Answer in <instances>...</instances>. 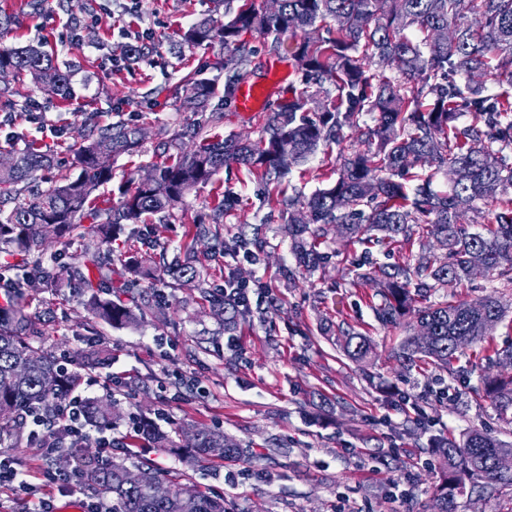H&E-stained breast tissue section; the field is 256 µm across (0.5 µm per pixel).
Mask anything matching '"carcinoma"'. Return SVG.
Here are the masks:
<instances>
[{
    "label": "carcinoma",
    "instance_id": "carcinoma-1",
    "mask_svg": "<svg viewBox=\"0 0 512 512\" xmlns=\"http://www.w3.org/2000/svg\"><path fill=\"white\" fill-rule=\"evenodd\" d=\"M366 15L371 23L358 27ZM227 20L204 18L183 33L191 47L220 42L234 51L224 56V102L233 100L247 75L249 54L238 48L244 32L273 38L301 33L291 48L295 67L308 90L280 102L257 142L207 137L203 130L220 124L221 112H209L217 94L214 80L188 72L180 82L181 104L200 115L197 124L163 144L153 172L166 194L136 180L119 187L118 201L99 200V187L112 180L109 159L133 154L142 146L139 128L125 122L105 126L84 122L75 150L79 173L58 179L50 151L33 145L11 149L15 164L0 170V263L21 290L6 309L0 308V439L18 440L26 431L29 408L52 418L58 403L85 381L78 368H65L43 348V330L28 313L23 287H61L57 270L90 291L87 306L93 317L112 327L135 326L152 307L102 297V283L112 282V242L134 238L157 245L144 217L171 215L185 195L210 183L221 170L236 166L269 182L289 173L321 147L339 146L344 130L357 134L367 149L341 158L336 182L309 196L281 197L288 210L281 233L290 243L298 266L311 272L328 259L321 245L329 231L362 247L353 285L378 287L373 312L383 326L395 325L408 313L427 327L429 337H408L395 352L400 366L411 370L431 363L451 378L465 374L453 362L469 347L486 341L488 320L500 321L507 305L492 292L463 301L449 294L429 298L450 285L471 280L474 258L482 260L491 281L512 285V94L489 87L512 83V0H280L279 12L266 15L252 0L225 11ZM397 62L399 77L381 68ZM21 80L31 76L53 86L65 100L71 96L69 74L40 44L0 49V71ZM331 81L336 98L319 101L323 84ZM469 116L466 124L458 123ZM370 120H364V117ZM426 160L438 173L455 168L459 178L439 192L434 174L413 172ZM497 205L491 220L475 227L460 218L477 211V203ZM226 200H218L209 219L193 224L191 244L177 246L166 272L175 281H197L211 315L233 329L252 313L249 302H235L212 292L206 265L191 256L194 243L212 235L211 225L224 218ZM90 224H85V221ZM64 249L46 253L48 233ZM420 252L407 260L381 263L412 240ZM79 243V255L64 262L65 248ZM266 245L262 227L241 230L221 243L223 253L252 255ZM425 305L417 308L415 303ZM344 353L356 362L372 352V341L349 327L339 328ZM483 394L501 416L512 409V379L479 378ZM112 393L88 402V422L108 426L120 419ZM199 452L234 458L247 452L224 436L203 427L181 430ZM141 437L154 448H176L175 438L150 425ZM439 462L436 488L439 512H457L466 486L512 490V474L496 467L506 448L491 434L472 430L462 440L437 436L431 441ZM146 484L127 480L122 461L99 454L84 455L81 484L100 500L112 501V512H228L224 499L190 486L175 484L150 463L139 467Z\"/></svg>",
    "mask_w": 512,
    "mask_h": 512
}]
</instances>
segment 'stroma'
I'll use <instances>...</instances> for the list:
<instances>
[{"label": "stroma", "mask_w": 512, "mask_h": 512, "mask_svg": "<svg viewBox=\"0 0 512 512\" xmlns=\"http://www.w3.org/2000/svg\"><path fill=\"white\" fill-rule=\"evenodd\" d=\"M99 3L0 0V10L18 19L0 35V49L46 42L69 63L74 88L73 96L62 100L29 78L0 80V89L8 88L15 103L12 111L0 110V146L9 141L18 149L31 143L50 148L54 174H68L86 114L102 125H138L145 132L142 148L112 156V180L98 190L101 198L114 199L119 185L151 166L160 145L197 124V114L182 108L175 88L191 71L219 76L215 63L225 49L218 43L188 47L181 34L202 18H223L224 0H111L108 15L95 22L91 16ZM144 29L150 32L148 56L126 59L122 31ZM281 41L275 52L260 34L241 35L251 55V78L262 77L275 60L293 70L288 50L296 37L288 33ZM302 89L301 75L293 70L272 100L280 102ZM209 109L224 115L219 134L254 141L269 117L265 111L241 117L218 97ZM359 147L356 135H348L342 149L318 151L275 185L237 167L221 170L213 182L186 195L169 223L154 224L157 249L142 250L133 239L115 249V265L138 251L144 268L140 275L124 274L120 297L144 294L149 279L162 274L161 244L182 242L188 227L208 216L215 195L229 197L232 205L223 223L213 225V238L199 241L196 249L210 251L216 239L236 233L238 225H262L267 246L258 260L220 256L207 274L216 289L230 274L253 283L252 303L273 298L266 320L249 317L224 330L187 283L161 287L162 308L142 325L127 328L94 323L79 285H63L55 296L34 293L31 310L45 332V348L58 355L111 350V364L92 371L98 383L91 397L108 391L120 412L163 413L161 430L182 424L217 427L249 448L248 456L234 460L204 459L190 448H124L120 454L129 468L149 461L175 482L224 498L231 512H434V435L449 432L460 438L478 428L512 445V424L470 392L481 368L454 380L432 367L420 373L397 364L393 353L414 333L416 319L406 315L393 327L376 320L368 289L351 285L359 246L328 236L329 257L320 269L292 281L284 277L283 268L296 262L279 231L277 191L298 188L309 194L334 183L341 152ZM342 324L371 338L374 352L366 362H352L342 351ZM1 452L12 454L23 477L56 507L90 500L81 487L44 485L40 463L28 448L4 441ZM230 470L239 474L234 489L224 483ZM399 476L406 495L396 500L389 482Z\"/></svg>", "instance_id": "1"}]
</instances>
